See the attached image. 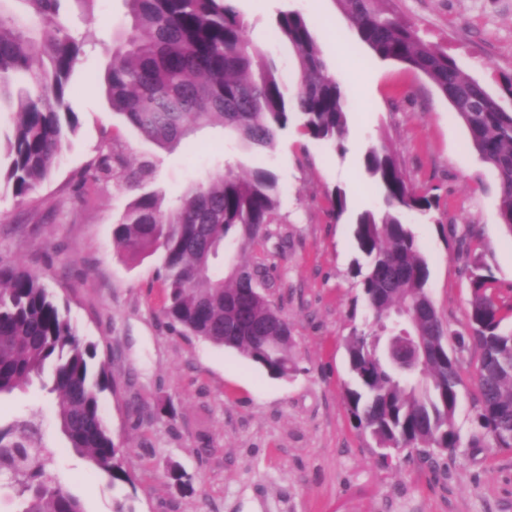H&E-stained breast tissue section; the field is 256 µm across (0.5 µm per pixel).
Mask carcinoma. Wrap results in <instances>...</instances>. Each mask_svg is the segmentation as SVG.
I'll return each instance as SVG.
<instances>
[{
  "label": "carcinoma",
  "mask_w": 512,
  "mask_h": 512,
  "mask_svg": "<svg viewBox=\"0 0 512 512\" xmlns=\"http://www.w3.org/2000/svg\"><path fill=\"white\" fill-rule=\"evenodd\" d=\"M26 6L17 16L11 4ZM68 0H0V113L16 116L0 140V181L21 203L32 201L51 173L67 134L78 127L64 106L71 75L84 47L97 42L90 29L61 21ZM132 24L112 51L106 92L112 111L160 148L194 129L219 126L249 148L270 151L295 127L316 141L345 150V92L321 56L308 20L297 11L276 18L278 39L296 54L293 95L274 59L252 44L234 0H127ZM360 42L381 61L424 74L465 124L472 147L497 174L500 224L512 234V111L466 75L448 54L421 38L382 6L383 0H338ZM30 87L15 95V83ZM378 186L380 210L356 219L354 236L365 259L361 289L370 313L366 329L348 340L353 382L346 389L357 428L383 448L429 456L456 448L454 415L463 384V353H479L475 385L482 428L497 448L512 449V328L488 292L490 269L477 257L464 265L471 296L470 340L439 317L428 294V262L404 222L406 210L427 212L435 200L416 192L395 156L384 147L364 153ZM154 164L134 166L109 145L81 173L82 183L112 181L137 189L113 239L133 256L161 253L164 313L173 323L215 345L237 351L269 375L296 372L288 321L261 293L260 271L245 257L268 234L280 205L276 176L257 166L249 177L217 173L167 200L145 186ZM339 218L345 192L330 197ZM236 247L218 272L214 261ZM93 348L79 336L52 292L29 271L0 265V395L33 380L57 397L60 429L77 453L105 473L112 486L129 482L121 449L101 413L99 393L110 375H92ZM54 457L33 446L23 425L11 439L0 432V469L14 472L10 486L19 512H84L78 497L47 477Z\"/></svg>",
  "instance_id": "obj_1"
}]
</instances>
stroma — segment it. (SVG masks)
<instances>
[{
  "label": "stroma",
  "instance_id": "stroma-1",
  "mask_svg": "<svg viewBox=\"0 0 512 512\" xmlns=\"http://www.w3.org/2000/svg\"><path fill=\"white\" fill-rule=\"evenodd\" d=\"M235 7L291 87L294 51L274 38L275 19L295 10L311 21L345 89L344 151L291 129L274 151L259 153L209 126L175 150H161L113 113L104 92L112 49L131 25L125 0H96L86 20L66 5L67 23L99 38L71 78L68 101L79 126L37 192L53 220L37 222L29 206L0 189V264L37 274L94 346L96 363L106 364L112 381L100 403L131 481L109 486L70 448L55 397L41 383L0 397V429L35 420L43 447L57 453L54 476L85 512H114L120 504L129 512H512V450L472 443L482 433L472 383L477 355L462 360L460 445L429 460L415 453L383 460L356 428L345 398L347 339L368 316L355 219L382 207L364 167L367 146L386 144L408 181L437 197V209L407 213L406 222L428 261L427 288L439 316L463 334L470 290L458 251L483 257L490 291L512 305V234L498 221L495 173L435 86L405 65L374 58L336 0H235ZM388 7L512 110V97L502 92L512 77V0H389ZM113 142L131 163L152 161V188L170 196L228 164L245 171L260 164L277 175V217L247 258L264 271L266 292L288 321L295 375L271 377L163 315L158 256L130 262L113 241L132 192L77 182ZM338 188L349 209L337 219L329 197ZM174 469L185 487L174 484Z\"/></svg>",
  "mask_w": 512,
  "mask_h": 512
}]
</instances>
